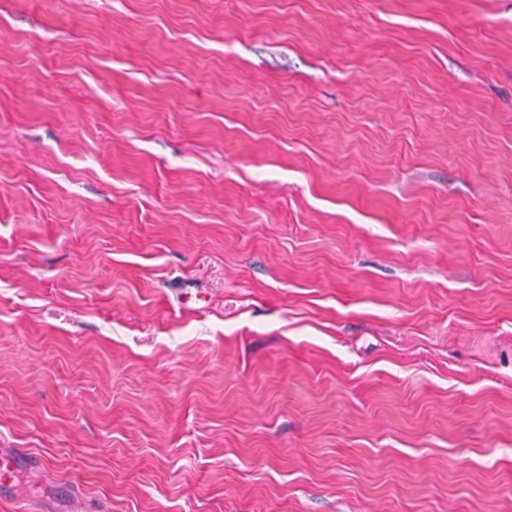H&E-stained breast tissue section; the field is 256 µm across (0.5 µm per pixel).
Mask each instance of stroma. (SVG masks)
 Masks as SVG:
<instances>
[{
  "instance_id": "35a3bbf8",
  "label": "stroma",
  "mask_w": 512,
  "mask_h": 512,
  "mask_svg": "<svg viewBox=\"0 0 512 512\" xmlns=\"http://www.w3.org/2000/svg\"><path fill=\"white\" fill-rule=\"evenodd\" d=\"M0 512H512V0H0Z\"/></svg>"
}]
</instances>
